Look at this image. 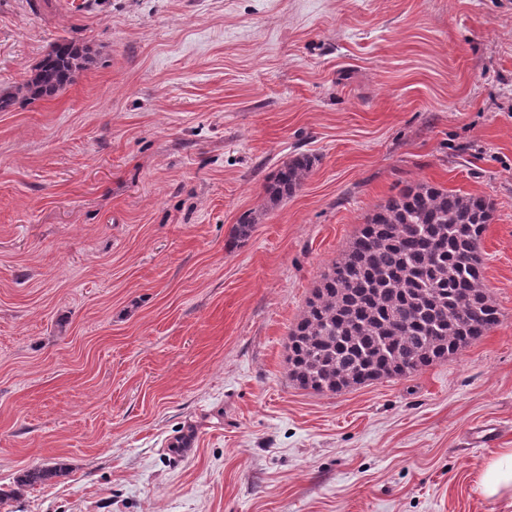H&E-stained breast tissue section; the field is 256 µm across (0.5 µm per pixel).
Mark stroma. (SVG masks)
<instances>
[{
	"instance_id": "stroma-1",
	"label": "stroma",
	"mask_w": 512,
	"mask_h": 512,
	"mask_svg": "<svg viewBox=\"0 0 512 512\" xmlns=\"http://www.w3.org/2000/svg\"><path fill=\"white\" fill-rule=\"evenodd\" d=\"M64 39L93 63L0 112V512H507L477 480L512 448V0H0V90ZM421 181L493 200L499 323L300 388L312 289ZM315 160L305 153H298L288 159L266 188L269 203L275 205L301 188L312 171ZM62 473L61 468L58 467H35L28 469L20 474L15 481L16 488L13 489V494H22L26 489H33L37 485H41L47 479L58 476Z\"/></svg>"
}]
</instances>
